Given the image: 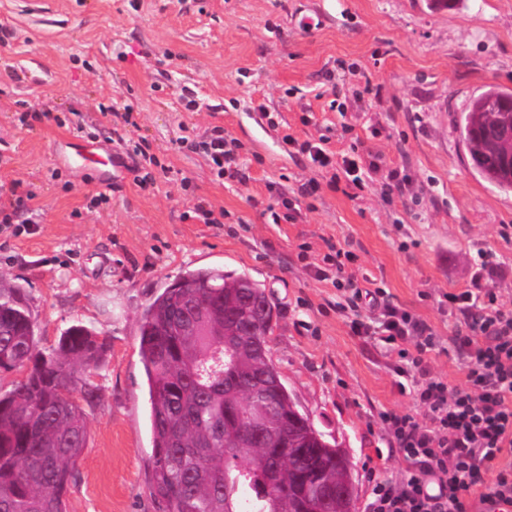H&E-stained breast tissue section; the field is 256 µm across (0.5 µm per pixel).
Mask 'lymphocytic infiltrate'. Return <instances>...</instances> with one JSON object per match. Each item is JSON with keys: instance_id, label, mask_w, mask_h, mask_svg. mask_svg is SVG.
<instances>
[{"instance_id": "f902f5d3", "label": "lymphocytic infiltrate", "mask_w": 512, "mask_h": 512, "mask_svg": "<svg viewBox=\"0 0 512 512\" xmlns=\"http://www.w3.org/2000/svg\"><path fill=\"white\" fill-rule=\"evenodd\" d=\"M284 141L299 147L312 165L330 170L331 182L343 178L361 186L356 159L337 157L322 141L300 144L289 135ZM478 256L481 263L470 288L445 296L464 318L452 338L465 371L463 385L455 387L428 369V356L439 350L430 324L359 286L340 254L325 255L323 268L316 271L320 280L349 289L354 335L383 342L397 355L400 374L416 372L425 378L412 394L426 412L425 421L381 414L392 428L391 447L406 464L405 478L398 486L375 481L366 512H467L464 497L474 491L480 505H512V308L499 304L490 286L497 266L487 261L486 251ZM363 300L378 304V317L365 319L359 306ZM500 459L506 467L495 468Z\"/></svg>"}]
</instances>
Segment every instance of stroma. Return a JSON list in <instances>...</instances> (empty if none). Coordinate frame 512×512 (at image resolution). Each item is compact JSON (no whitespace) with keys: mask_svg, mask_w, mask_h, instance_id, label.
Wrapping results in <instances>:
<instances>
[{"mask_svg":"<svg viewBox=\"0 0 512 512\" xmlns=\"http://www.w3.org/2000/svg\"><path fill=\"white\" fill-rule=\"evenodd\" d=\"M0 0V290L20 289L40 352L75 324L105 351L89 379L90 439L66 512H159L149 490L148 386L138 326L188 270L244 274L274 307L271 359L315 428L352 462L355 512L372 479L401 482L380 412L424 419L384 343L352 335L341 292L319 280L330 246L440 340L491 251L512 307V192L480 177L455 130L487 86L512 89V0ZM327 15L326 24L301 21ZM268 117L252 118L257 106ZM133 124H125L124 112ZM234 140L241 176L217 177L201 144ZM328 137L373 152L363 188L282 154ZM126 157L111 184L60 159L75 140ZM206 201L214 223L193 217ZM281 215L272 223L271 212Z\"/></svg>","mask_w":512,"mask_h":512,"instance_id":"1","label":"stroma"}]
</instances>
